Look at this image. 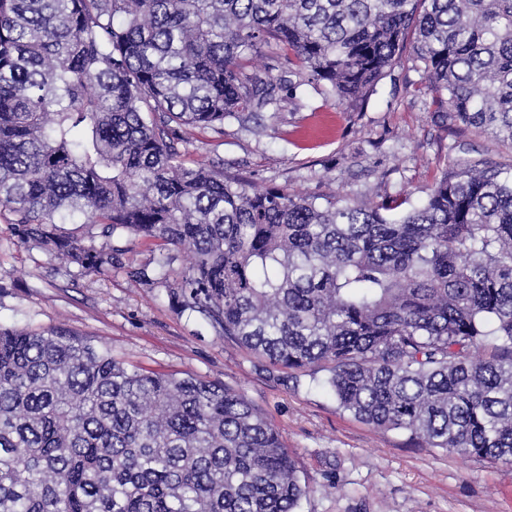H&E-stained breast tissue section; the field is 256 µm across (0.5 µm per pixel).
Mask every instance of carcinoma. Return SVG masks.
<instances>
[{
    "mask_svg": "<svg viewBox=\"0 0 512 512\" xmlns=\"http://www.w3.org/2000/svg\"><path fill=\"white\" fill-rule=\"evenodd\" d=\"M410 29L445 114L512 143V0H0V219L68 270L165 289L275 371H325L377 430L511 460L512 174L460 159L415 205L188 160L305 85L370 97ZM261 54L292 78L251 70ZM308 492L237 390L0 325V512H295ZM112 245L122 249H125L126 247L131 248L132 250L127 254V256L133 258L137 263H140L141 265L151 263L154 258V254L156 253V251H153L154 248H151L152 246L146 244H138L137 241L131 242L127 237H115L112 240Z\"/></svg>",
    "mask_w": 512,
    "mask_h": 512,
    "instance_id": "cac0c4a2",
    "label": "carcinoma"
}]
</instances>
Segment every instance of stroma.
Instances as JSON below:
<instances>
[{
  "label": "stroma",
  "mask_w": 512,
  "mask_h": 512,
  "mask_svg": "<svg viewBox=\"0 0 512 512\" xmlns=\"http://www.w3.org/2000/svg\"><path fill=\"white\" fill-rule=\"evenodd\" d=\"M413 45L406 34L398 65L366 102L342 103L310 84L303 108L281 105L256 132L225 122L223 137L198 134L189 154L223 163L225 176L256 188L355 200L407 193L416 203L462 147L511 165V143L439 118ZM0 323L36 331L63 325L146 369L239 390L280 429L310 486L297 512H512V463L418 448L405 434L375 430L338 409L309 376L283 382L225 346L199 316L173 311L164 290L131 281L119 268L67 274L57 260L20 245L6 224Z\"/></svg>",
  "instance_id": "obj_1"
}]
</instances>
